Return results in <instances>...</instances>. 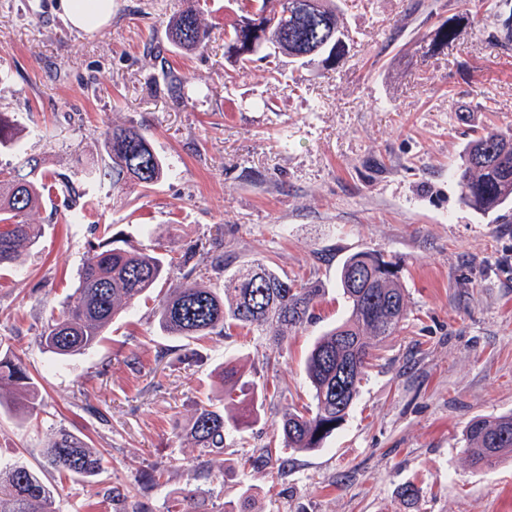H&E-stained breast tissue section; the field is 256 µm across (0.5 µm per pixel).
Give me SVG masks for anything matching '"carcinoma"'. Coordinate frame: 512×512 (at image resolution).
Wrapping results in <instances>:
<instances>
[{
  "label": "carcinoma",
  "mask_w": 512,
  "mask_h": 512,
  "mask_svg": "<svg viewBox=\"0 0 512 512\" xmlns=\"http://www.w3.org/2000/svg\"><path fill=\"white\" fill-rule=\"evenodd\" d=\"M224 32V58L237 73L249 69L255 57H286L304 66L328 70L349 54L350 33L344 9L337 0H248ZM480 18L497 26L512 41V14L501 11L500 0H465L461 13L439 23L431 32L432 47L456 41L462 23ZM168 42L181 52H198L209 32L200 11L189 3L166 26ZM104 151L112 187L149 189L165 176V162L147 135L134 126L106 133ZM24 174L0 168V267H19L26 252L43 236V227L29 220L42 200L46 171L36 157L27 159ZM461 203L499 224L512 222V128H490L469 142L456 170ZM207 258L189 267L196 280L183 283L158 303L156 320L168 336L205 337L231 328L260 329L279 342L311 317L323 292L316 282L298 283L262 262L224 273V284L209 283L224 269V255L194 245L180 256L135 248L112 235L106 225L97 247L84 261L74 294L51 316L42 333L43 350L62 359L82 354L99 344L112 322L172 269L186 266L194 255ZM338 287L347 311L320 336L307 358L306 374L314 405L287 408L280 425L282 447L306 451L321 447L346 416L377 343L394 335L407 319L404 288L383 255L360 251L350 255L338 274ZM224 389L217 402L202 405L174 428L200 455L224 453L226 440L242 431L258 412L259 384L239 369L224 365ZM0 408L21 423L37 410L38 383L21 361L0 357ZM238 395L241 411L232 412L227 400ZM464 452L477 466L491 467L512 457V414L472 420L463 435ZM44 467L59 474L91 478L100 470L101 456L80 436L61 429L42 448ZM53 493L37 473L25 466L0 470V502L8 512H52ZM182 512H208L190 488L180 490Z\"/></svg>",
  "instance_id": "1"
}]
</instances>
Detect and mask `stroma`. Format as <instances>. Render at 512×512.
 I'll return each mask as SVG.
<instances>
[{"label": "stroma", "mask_w": 512, "mask_h": 512, "mask_svg": "<svg viewBox=\"0 0 512 512\" xmlns=\"http://www.w3.org/2000/svg\"><path fill=\"white\" fill-rule=\"evenodd\" d=\"M463 2L349 0L343 65L259 59L228 79L234 0H197L209 41L188 55L165 37L185 0H112L111 23L93 35L66 25L54 0H0V116L19 132L0 166L37 156L58 176L29 216L44 227L39 247L22 270L0 272V344L39 386L30 424L0 413V468L38 470L64 428L103 464L92 478L51 476L55 512H178L185 487L210 512L246 494L254 512H512V460L474 468L463 442L471 420L512 412V223L465 207L455 177L475 130L512 127V43L475 21L430 51L438 19ZM115 126L140 128L166 160L152 189L87 174ZM71 197L89 205L81 220ZM103 224L138 247L203 242L232 268L263 261L324 294L278 343L257 328L171 338L154 311L182 282L176 270L96 347L56 359L39 337ZM359 251L394 263L408 318L322 448L264 458L285 407L312 400L305 361L346 314L338 271ZM228 362L262 384L263 406L223 454L203 456L173 425L220 390ZM245 455L254 466L241 467ZM152 470L163 477L144 487ZM410 482L419 496L408 506Z\"/></svg>", "instance_id": "1"}]
</instances>
